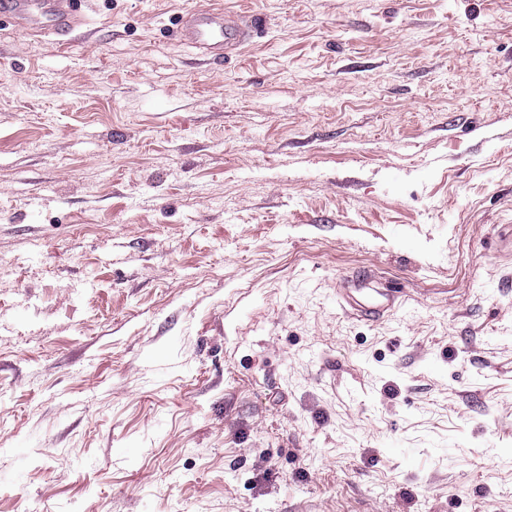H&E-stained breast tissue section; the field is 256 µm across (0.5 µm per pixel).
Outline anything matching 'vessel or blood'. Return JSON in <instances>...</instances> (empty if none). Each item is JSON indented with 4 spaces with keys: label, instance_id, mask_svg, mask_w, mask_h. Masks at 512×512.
<instances>
[{
    "label": "vessel or blood",
    "instance_id": "vessel-or-blood-1",
    "mask_svg": "<svg viewBox=\"0 0 512 512\" xmlns=\"http://www.w3.org/2000/svg\"><path fill=\"white\" fill-rule=\"evenodd\" d=\"M75 0H0V14L12 15L36 33L64 35L80 24L73 8ZM251 24L231 17L222 8L187 13L180 27V38L210 57L227 55L238 48L250 35ZM397 300L394 289L378 291L375 300L358 304L361 319L379 317Z\"/></svg>",
    "mask_w": 512,
    "mask_h": 512
}]
</instances>
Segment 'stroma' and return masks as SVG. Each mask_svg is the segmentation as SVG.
Segmentation results:
<instances>
[{
  "label": "stroma",
  "instance_id": "obj_1",
  "mask_svg": "<svg viewBox=\"0 0 512 512\" xmlns=\"http://www.w3.org/2000/svg\"><path fill=\"white\" fill-rule=\"evenodd\" d=\"M81 13L0 17V512H512V0ZM256 21L243 24V19L224 14L214 7L187 13L180 27V38L206 56L220 57L238 48L249 36ZM377 298L367 303H356L355 310L361 319L371 320L379 317L385 310L391 307L398 296L395 295L397 291L392 288H386L385 290L377 291Z\"/></svg>",
  "mask_w": 512,
  "mask_h": 512
}]
</instances>
